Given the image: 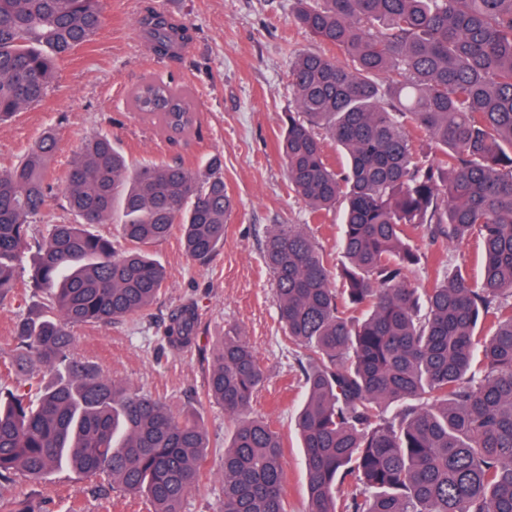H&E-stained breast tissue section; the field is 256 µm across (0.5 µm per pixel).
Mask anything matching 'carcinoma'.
<instances>
[{
	"mask_svg": "<svg viewBox=\"0 0 512 512\" xmlns=\"http://www.w3.org/2000/svg\"><path fill=\"white\" fill-rule=\"evenodd\" d=\"M295 17L336 54L292 56L288 187L310 222L343 206L341 262L307 224H274L263 246L279 323L299 348L307 512H512V0H296ZM104 20L103 0H0V123L39 103ZM139 25L159 58L192 40L150 7ZM129 102L172 143L197 125L171 80H144ZM328 139L345 153L339 168ZM56 146L47 130L0 170V301L31 252L50 301L49 316L14 328L10 364L24 378L0 390V503L15 477L37 485L66 460L152 512H182L189 493L209 492L205 428L78 359L72 329L145 315L167 271L141 247L174 227L199 264L224 246L221 161L201 177L178 162L131 166L97 135L62 178L77 223L34 241ZM115 213L127 249L91 231ZM417 234L450 249L480 241V285L442 257L431 286L413 285ZM198 327L184 303L162 340L188 349ZM264 382L246 337L225 332L206 388L234 422L220 512H288L282 438L250 413Z\"/></svg>",
	"mask_w": 512,
	"mask_h": 512,
	"instance_id": "obj_1",
	"label": "carcinoma"
}]
</instances>
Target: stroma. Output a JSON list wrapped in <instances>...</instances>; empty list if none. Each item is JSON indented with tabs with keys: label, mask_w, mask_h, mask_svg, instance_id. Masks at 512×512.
<instances>
[{
	"label": "stroma",
	"mask_w": 512,
	"mask_h": 512,
	"mask_svg": "<svg viewBox=\"0 0 512 512\" xmlns=\"http://www.w3.org/2000/svg\"><path fill=\"white\" fill-rule=\"evenodd\" d=\"M143 1L104 0L103 27L60 61L44 100L0 123V167L20 161L48 129L57 139L51 163L57 177L82 144L99 134L111 137L133 163L179 161L197 173L205 159H222L224 184L234 201L223 248L201 265L187 258L179 232L152 244L150 251L165 266L168 280L149 314L74 328V352L111 379L166 400L203 423L211 490L188 496L183 512H217L224 441L231 436L232 422L222 406L205 397L207 369L224 332L240 331L266 371L251 412L271 419L283 436L289 512H306V473L295 427L303 381L297 349L278 323L262 247L270 225L304 221L303 205L288 190L277 142L294 109L288 89L291 56L322 45L296 24L294 0H151L193 30L183 60L163 62L151 53L137 24ZM147 74L175 79L190 89L200 127L189 142L170 144L128 108L129 88ZM414 244L421 262L413 281L433 279L442 254L449 265H466L472 281H479L477 241L450 251L420 237ZM30 265L23 260L17 291L0 301V357L15 345V322L46 310V297L31 282ZM189 299L198 304L200 339L191 350L174 354L161 348L160 336L171 311ZM9 498L0 512L28 506L68 512L73 504L81 512H151L145 497L98 487L96 479L67 467L36 486L16 479Z\"/></svg>",
	"instance_id": "obj_1"
}]
</instances>
